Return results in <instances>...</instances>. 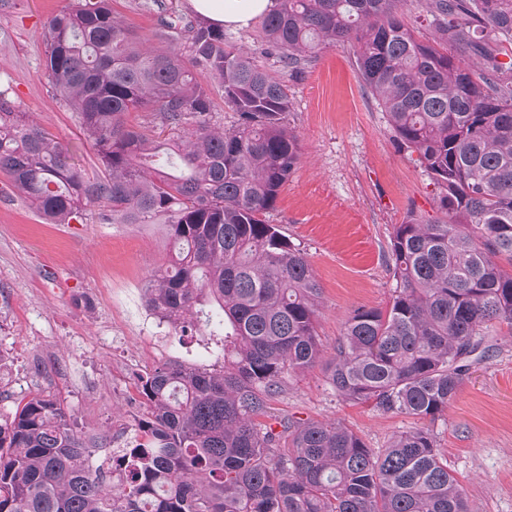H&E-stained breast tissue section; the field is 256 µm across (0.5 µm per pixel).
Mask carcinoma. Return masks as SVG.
Segmentation results:
<instances>
[{
    "label": "carcinoma",
    "mask_w": 512,
    "mask_h": 512,
    "mask_svg": "<svg viewBox=\"0 0 512 512\" xmlns=\"http://www.w3.org/2000/svg\"><path fill=\"white\" fill-rule=\"evenodd\" d=\"M261 36L293 78L329 45L353 48L397 146L442 190L443 217L413 215L390 238L395 295L345 320L327 381L343 399L433 419L488 324L512 328V0H427L421 39L400 0H278ZM45 75L96 151L89 178L0 93V172L48 224H163L171 259L146 306L181 331L202 307L224 332V364H166L138 376L146 412L133 441L92 463L104 440L51 394L0 422V512H472L429 431L375 450L339 422L259 421L288 374L320 358L321 288L306 252L269 223L300 159L286 85L224 41V29L167 21L157 48L75 0L47 19ZM480 54L484 66L466 62ZM216 83L238 115L211 128ZM155 112L172 136L129 126Z\"/></svg>",
    "instance_id": "cac0c4a2"
}]
</instances>
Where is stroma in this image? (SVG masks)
<instances>
[{"instance_id": "35a3bbf8", "label": "stroma", "mask_w": 512, "mask_h": 512, "mask_svg": "<svg viewBox=\"0 0 512 512\" xmlns=\"http://www.w3.org/2000/svg\"><path fill=\"white\" fill-rule=\"evenodd\" d=\"M70 3L0 0V91L92 176L99 170L96 154L45 77L44 23ZM110 7L148 39L162 21L199 19L187 0H110ZM224 38L288 87V123L301 157L270 221L306 252L322 289L321 361L288 376L270 412L335 420L368 447H386L416 419L340 399L325 364L353 310L387 306L396 286L389 258L393 228L411 213L440 217V190L398 148L386 113L362 86L349 46L324 48L295 79L265 49L259 23L225 29ZM171 253L161 224L43 223L0 173V420L43 391L53 393L85 432L130 438L145 411L139 374L170 362L222 366L224 337L205 321L184 334L146 307V281ZM488 340L490 351L472 363L432 430L473 512H512V328L492 323Z\"/></svg>"}]
</instances>
